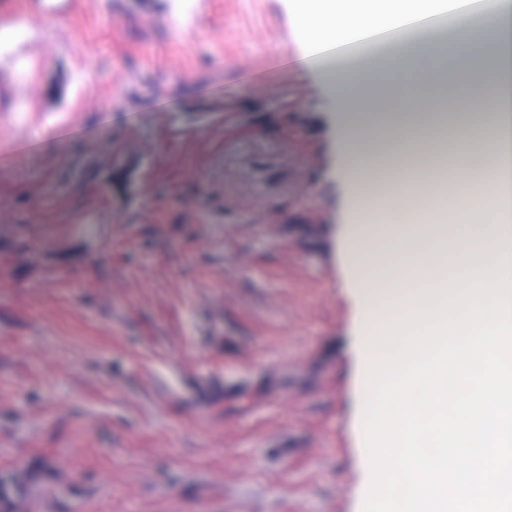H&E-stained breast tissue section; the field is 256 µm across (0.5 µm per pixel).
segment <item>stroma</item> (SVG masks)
Listing matches in <instances>:
<instances>
[{
	"label": "stroma",
	"instance_id": "stroma-1",
	"mask_svg": "<svg viewBox=\"0 0 512 512\" xmlns=\"http://www.w3.org/2000/svg\"><path fill=\"white\" fill-rule=\"evenodd\" d=\"M291 0H0V512H362L342 109Z\"/></svg>",
	"mask_w": 512,
	"mask_h": 512
}]
</instances>
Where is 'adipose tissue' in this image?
I'll use <instances>...</instances> for the list:
<instances>
[{"label": "adipose tissue", "instance_id": "ef3b65f1", "mask_svg": "<svg viewBox=\"0 0 512 512\" xmlns=\"http://www.w3.org/2000/svg\"><path fill=\"white\" fill-rule=\"evenodd\" d=\"M301 59L343 107L339 126L351 220L339 243L359 335L468 286L512 280V0H295ZM443 14L450 37L420 27ZM402 49L350 52L372 30ZM484 108L468 153L413 150L446 89Z\"/></svg>", "mask_w": 512, "mask_h": 512}]
</instances>
